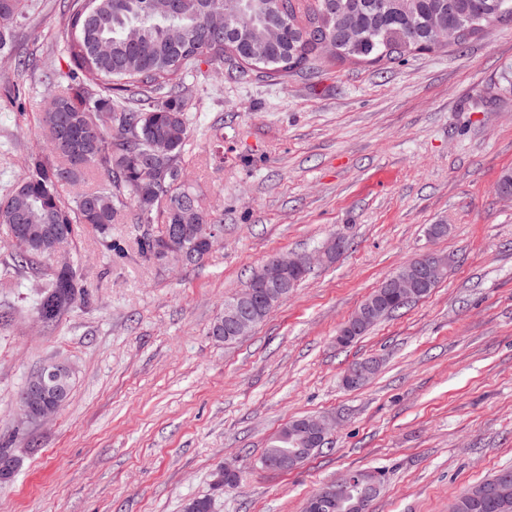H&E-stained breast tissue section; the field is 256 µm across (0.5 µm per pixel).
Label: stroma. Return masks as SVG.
<instances>
[{"label": "stroma", "mask_w": 512, "mask_h": 512, "mask_svg": "<svg viewBox=\"0 0 512 512\" xmlns=\"http://www.w3.org/2000/svg\"><path fill=\"white\" fill-rule=\"evenodd\" d=\"M61 0H38L0 52V198L41 141L66 70ZM38 52L42 70L18 65ZM184 177L223 238L197 265L142 258L132 212L103 250L92 226L65 256L88 290L55 327L35 318L39 278L0 289V443L19 465L0 512H303L329 480L378 469L371 512H451L460 492L512 466V21L435 53L374 65L315 63L287 79L204 64L186 77ZM432 224L448 227L428 240ZM333 236L346 247L250 334L209 336L224 302L273 256ZM430 249L442 282L348 346L341 325L388 275ZM377 359L364 387L348 366ZM74 369L65 405L25 421L19 395L42 364ZM300 416L335 422L292 472L264 471L268 437ZM227 460L241 486L213 493Z\"/></svg>", "instance_id": "35a3bbf8"}]
</instances>
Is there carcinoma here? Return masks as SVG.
Listing matches in <instances>:
<instances>
[{
  "instance_id": "cac0c4a2",
  "label": "carcinoma",
  "mask_w": 512,
  "mask_h": 512,
  "mask_svg": "<svg viewBox=\"0 0 512 512\" xmlns=\"http://www.w3.org/2000/svg\"><path fill=\"white\" fill-rule=\"evenodd\" d=\"M34 8V0H0V50L10 27ZM213 11L237 31L234 41L209 27ZM504 19L512 20V0H169L164 13L152 12L150 0H64L66 89L41 113L47 153H28L26 178L0 200V233L14 236L10 267L50 257V232L73 241L83 224L94 226L101 246L112 252V224L130 207L135 223L166 230L213 223L183 180L191 135L185 78L201 64L230 60L285 79L325 59L324 38L336 43L328 62L374 64L438 50L439 26L462 31L456 43L462 47ZM270 24L278 26L274 40ZM94 176L104 184L71 201L60 194L61 185ZM149 183L154 190L144 196L141 186ZM217 242L211 235L186 247L197 263ZM38 274L33 314L44 323H56L85 299L73 267L47 265ZM292 438L283 427L262 457L288 453ZM505 477L512 481V468L480 483L487 491L481 500L463 491L451 512H512V499L495 494Z\"/></svg>"
}]
</instances>
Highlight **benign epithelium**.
<instances>
[{
    "instance_id": "7a95c632",
    "label": "benign epithelium",
    "mask_w": 512,
    "mask_h": 512,
    "mask_svg": "<svg viewBox=\"0 0 512 512\" xmlns=\"http://www.w3.org/2000/svg\"><path fill=\"white\" fill-rule=\"evenodd\" d=\"M202 224H177L172 231L156 243L155 253L162 262L179 264L191 261L192 253L184 247V239L199 233ZM341 239L331 238L310 253H290L276 257L267 264L252 281L251 287L224 302V341L234 342L246 336L266 313L285 300L293 291L294 273H305L316 263H325L343 250ZM450 257L426 251L410 263L405 273H400L386 282L385 296L408 299L418 289L436 283L448 267ZM380 297L365 302L351 316L344 326L342 336H352L366 327L380 310ZM73 376L72 367L64 361L44 364L31 374L27 381V395L21 411L27 421H44L54 416L63 406L62 388ZM332 424L322 418H311L303 426V440L288 455L262 460L263 468L288 471L299 468L320 447L329 440ZM244 479L243 471L232 463L225 462L217 470L215 482L239 486ZM356 479L352 475L341 476L325 485L304 504V512H327L331 507L344 512H370L371 498L365 492L352 493Z\"/></svg>"
}]
</instances>
